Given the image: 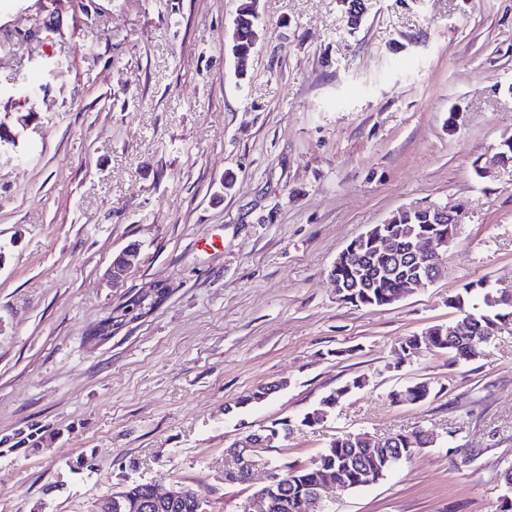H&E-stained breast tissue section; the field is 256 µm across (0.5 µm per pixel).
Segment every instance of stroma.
Here are the masks:
<instances>
[{
	"instance_id": "stroma-1",
	"label": "stroma",
	"mask_w": 512,
	"mask_h": 512,
	"mask_svg": "<svg viewBox=\"0 0 512 512\" xmlns=\"http://www.w3.org/2000/svg\"><path fill=\"white\" fill-rule=\"evenodd\" d=\"M239 3L0 0V512H94L133 483L242 512L264 468L225 481L226 450L281 421L277 463L347 432L434 437L375 484L327 490L328 512H497L512 333L471 362L394 349L458 319L464 289L512 283V162L474 169L512 137V0H365L355 29L341 0H260L243 81ZM419 204L464 215L442 277L387 306L338 300L337 256ZM160 282L162 304L93 338ZM418 380L429 400L391 404ZM362 384V380L355 378L352 380V386L347 385L332 391L329 395L325 396L316 407H314L311 411L307 412L303 416V418L300 421L301 425L310 427V423L307 422V419L309 417V414L312 413L323 412L327 414V416H329L330 412L336 407V397L342 398L343 396L348 394L351 391H349V386H351L352 388H359L360 386H362Z\"/></svg>"
}]
</instances>
